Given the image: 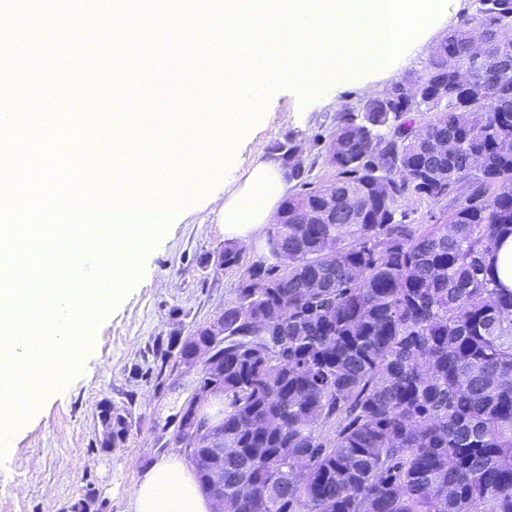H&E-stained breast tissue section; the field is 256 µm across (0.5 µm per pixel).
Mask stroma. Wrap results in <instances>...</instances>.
<instances>
[{
	"mask_svg": "<svg viewBox=\"0 0 512 512\" xmlns=\"http://www.w3.org/2000/svg\"><path fill=\"white\" fill-rule=\"evenodd\" d=\"M476 3L447 0L444 14L397 56L386 76L335 82L308 101L291 83L267 93L272 118L241 143L236 166L211 185L202 204L165 225L136 280L102 314L74 373L49 388L40 406L10 430L0 454V512H72L77 504L85 512H129L145 470L161 458H183L169 424L196 371L161 365L157 352L232 304L245 268L270 259L262 232L243 247L239 267L214 264V252L225 242L219 218L225 188L272 157L276 142L290 138L314 160L312 181L330 184L336 171L323 156V143L336 124L338 104L357 103L401 77L421 74L433 46L463 17L474 16ZM107 408L128 425L123 438L109 445L101 425Z\"/></svg>",
	"mask_w": 512,
	"mask_h": 512,
	"instance_id": "1",
	"label": "stroma"
}]
</instances>
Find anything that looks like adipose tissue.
<instances>
[{
	"mask_svg": "<svg viewBox=\"0 0 512 512\" xmlns=\"http://www.w3.org/2000/svg\"><path fill=\"white\" fill-rule=\"evenodd\" d=\"M290 188L288 172L277 159L253 165L244 180L225 191L224 232L249 243L270 224ZM212 502L193 472L174 458L156 461L142 476L130 501V512H211Z\"/></svg>",
	"mask_w": 512,
	"mask_h": 512,
	"instance_id": "obj_1",
	"label": "adipose tissue"
}]
</instances>
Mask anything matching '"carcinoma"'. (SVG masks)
Here are the masks:
<instances>
[{
    "label": "carcinoma",
    "instance_id": "1",
    "mask_svg": "<svg viewBox=\"0 0 512 512\" xmlns=\"http://www.w3.org/2000/svg\"><path fill=\"white\" fill-rule=\"evenodd\" d=\"M424 73L391 88L448 87V102L396 112L381 94L341 106L326 147L334 184L369 200L360 224H307L319 201L303 156L271 225L275 262L249 267L224 308V485L213 512H512V289L489 269L512 231V0H479ZM447 144L436 153L434 145ZM482 166L470 173L471 159ZM437 224L407 223L405 200L457 199ZM217 266L240 265L220 249ZM199 328L176 344L190 362ZM334 426L326 439L322 429ZM206 486L213 449H185Z\"/></svg>",
    "mask_w": 512,
    "mask_h": 512
}]
</instances>
